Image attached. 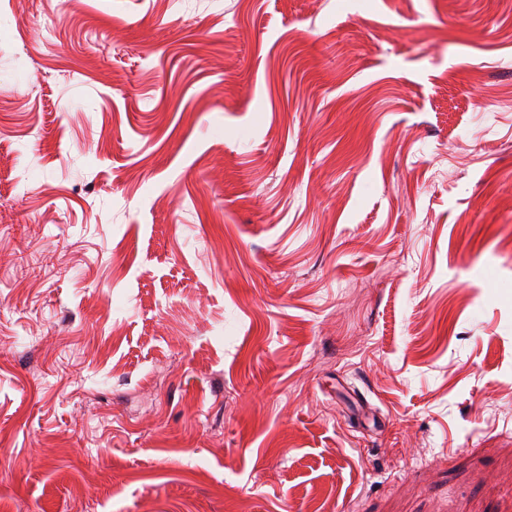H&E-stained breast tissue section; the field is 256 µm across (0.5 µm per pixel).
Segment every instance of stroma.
Wrapping results in <instances>:
<instances>
[{"instance_id": "1", "label": "stroma", "mask_w": 512, "mask_h": 512, "mask_svg": "<svg viewBox=\"0 0 512 512\" xmlns=\"http://www.w3.org/2000/svg\"><path fill=\"white\" fill-rule=\"evenodd\" d=\"M0 512H512V0H0Z\"/></svg>"}]
</instances>
